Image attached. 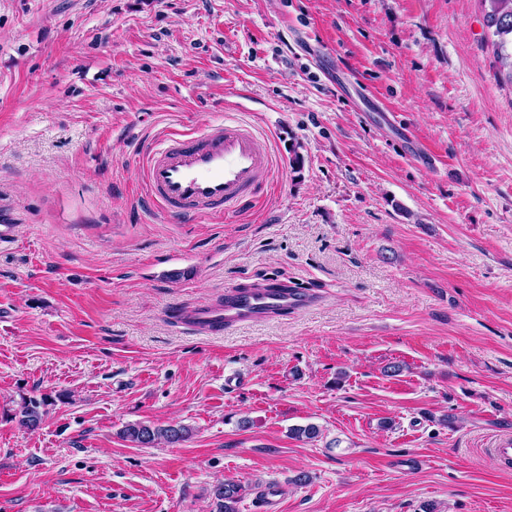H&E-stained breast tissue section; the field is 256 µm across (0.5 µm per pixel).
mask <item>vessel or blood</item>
<instances>
[{"label": "vessel or blood", "mask_w": 512, "mask_h": 512, "mask_svg": "<svg viewBox=\"0 0 512 512\" xmlns=\"http://www.w3.org/2000/svg\"><path fill=\"white\" fill-rule=\"evenodd\" d=\"M272 167L268 147L254 129L227 119L197 135H165L158 145L144 148L138 178L147 200L178 222L191 216L229 217L256 204L268 193ZM311 302L292 288L236 290L223 301L197 305L184 323L199 332L220 331Z\"/></svg>", "instance_id": "obj_1"}]
</instances>
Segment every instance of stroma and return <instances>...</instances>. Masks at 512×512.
I'll list each match as a JSON object with an SVG mask.
<instances>
[{
	"label": "stroma",
	"instance_id": "35a3bbf8",
	"mask_svg": "<svg viewBox=\"0 0 512 512\" xmlns=\"http://www.w3.org/2000/svg\"><path fill=\"white\" fill-rule=\"evenodd\" d=\"M227 118L269 194L169 221L142 147ZM0 213V512H217L227 479L239 512L270 483L283 512H512V84L478 0H0ZM261 286L315 302L181 322ZM123 437L139 447H155L159 443L175 444L183 441L188 435L184 426H154L142 422L132 423L122 430ZM242 485L233 480H224V483L217 485L213 494L217 500V512H237V504L243 498Z\"/></svg>",
	"mask_w": 512,
	"mask_h": 512
}]
</instances>
